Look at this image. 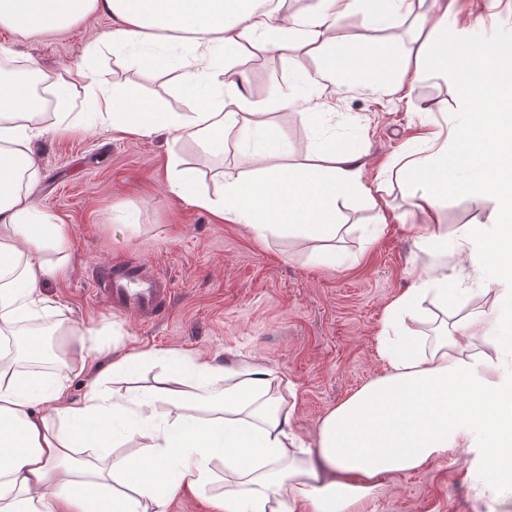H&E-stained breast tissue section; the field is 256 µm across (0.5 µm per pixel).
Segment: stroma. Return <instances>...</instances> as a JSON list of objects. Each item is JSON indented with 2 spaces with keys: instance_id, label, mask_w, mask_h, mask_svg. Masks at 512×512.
I'll list each match as a JSON object with an SVG mask.
<instances>
[{
  "instance_id": "obj_1",
  "label": "stroma",
  "mask_w": 512,
  "mask_h": 512,
  "mask_svg": "<svg viewBox=\"0 0 512 512\" xmlns=\"http://www.w3.org/2000/svg\"><path fill=\"white\" fill-rule=\"evenodd\" d=\"M447 2L449 19L471 24L472 44L512 40V0L495 7L490 0ZM112 28L111 16L98 13L58 37L21 38L0 29V54L10 61H36L62 75L87 44ZM336 35L356 43L395 42L399 54L392 81L404 80L414 64L413 27L383 31L346 19ZM156 48L163 64L147 71L126 69L104 50L96 61L103 85L115 92L135 89L169 112L191 111L194 102L181 90L176 71L188 44L160 37ZM223 64L243 77L249 99L268 108V120L283 131L287 164L305 162L324 141L335 139L361 152L370 178L392 165L405 141L452 122L460 110L451 78L436 73L416 82L406 102L365 82L339 87L325 106L333 120L315 119L268 103L277 95H302L295 75L302 65L316 69V61L289 49H250ZM62 109L53 102L45 132L34 143L38 171L31 191L38 209L66 228L65 252L50 249L45 256L66 259L68 273L43 284L54 306L38 321L53 325L64 317L96 330L97 365L129 347L154 354L131 377H102L96 368L71 373L70 391L78 399L94 384L106 391L146 390L175 354L227 366L248 362L288 380L292 427L315 441L321 418L382 372L376 348L386 307L439 257L431 242L419 240L418 227L480 224L495 207L490 198L456 195L437 212H423L415 206L416 184L406 173H391L385 226H378L376 208L362 196L338 202L337 246L346 262L331 270L317 261L312 242L301 234L276 229L260 240L244 225L220 221L169 192L168 160L175 156L197 170L200 189L220 193L225 173L243 170L244 158L253 153L236 134L227 136L223 155L215 157L164 134L131 137L103 128L59 133L55 115ZM119 261L145 263L171 279L174 292L160 316L143 322L113 313L94 297L95 270ZM478 481L469 456L451 453L422 470L385 477L369 508L512 512V484L480 493Z\"/></svg>"
}]
</instances>
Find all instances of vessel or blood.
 Listing matches in <instances>:
<instances>
[{
	"label": "vessel or blood",
	"mask_w": 512,
	"mask_h": 512,
	"mask_svg": "<svg viewBox=\"0 0 512 512\" xmlns=\"http://www.w3.org/2000/svg\"><path fill=\"white\" fill-rule=\"evenodd\" d=\"M94 292L112 311L131 312L147 321L170 298L172 290L163 274L122 263L97 269Z\"/></svg>",
	"instance_id": "vessel-or-blood-1"
}]
</instances>
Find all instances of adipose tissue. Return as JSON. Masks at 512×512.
I'll return each mask as SVG.
<instances>
[{
    "label": "adipose tissue",
    "instance_id": "1",
    "mask_svg": "<svg viewBox=\"0 0 512 512\" xmlns=\"http://www.w3.org/2000/svg\"><path fill=\"white\" fill-rule=\"evenodd\" d=\"M96 12L111 15L117 30L87 45L65 75L40 73L51 91L78 84L93 93V111L76 124L137 136L167 132L212 154L223 153L228 133L258 137L269 167L228 174L215 198L198 189L193 170L174 164L170 192L260 239L274 229L306 231L322 241L331 264L338 201L359 193L379 204L384 181H366L360 153L333 140L312 162L281 165L282 131L225 78L220 61L230 50L295 45L320 64L302 73L307 97L274 104L311 109L330 98L337 77L382 80L395 58L390 42L368 47L337 39L339 19L388 30L415 19L421 44L411 81L429 70L451 71L463 117L447 132L426 135L432 162L419 160L412 146L396 162L422 185V211H437L457 194L493 198L495 210L483 224L420 228V239L435 241L440 253L465 256L468 267L453 276L423 271L389 303L377 346L383 374L330 410L312 443L293 432L280 379L266 368L176 355L144 393L94 388L74 400L70 371L94 365L84 329L64 320L56 327L64 374L18 370L1 352L0 512H167L185 490L213 484L218 512H366L383 476L420 469L455 448L474 455L487 484H511L512 368L464 352L462 342L512 324V82L500 76L512 64V44L472 50L469 28H449L447 10L427 8L425 0H318L314 11L285 18L257 0H0V27L23 37L63 35ZM160 32L194 45L178 65L182 86L197 102L192 111L168 112L153 100L114 94L93 66L106 46L122 51L128 66H155L149 48ZM43 109V98L0 78V335H21L30 360L43 351L29 326L48 307L40 287L66 273L63 264L42 258L47 246L66 247L64 225L39 211L21 185L23 174L36 170L31 145L41 129L31 120ZM488 252L495 258L490 268ZM476 284L507 309L453 322L428 346L413 344L405 321L421 318L419 297L431 296L444 313ZM162 404L176 415L158 427ZM121 436L139 439L136 454L109 455ZM81 448L96 454L78 457Z\"/></svg>",
    "mask_w": 512,
    "mask_h": 512
}]
</instances>
